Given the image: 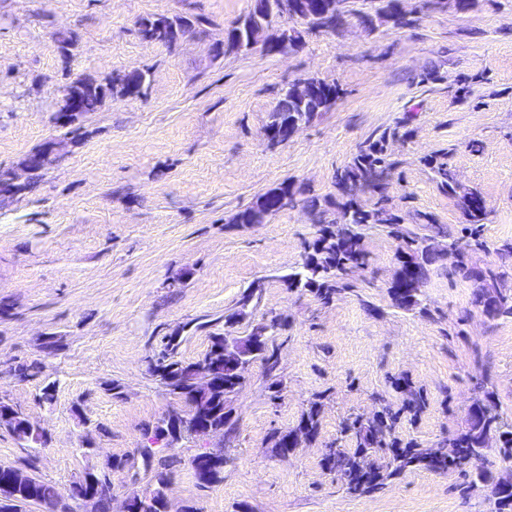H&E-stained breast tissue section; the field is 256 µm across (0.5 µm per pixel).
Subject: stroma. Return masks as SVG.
I'll return each instance as SVG.
<instances>
[{"instance_id":"1","label":"stroma","mask_w":512,"mask_h":512,"mask_svg":"<svg viewBox=\"0 0 512 512\" xmlns=\"http://www.w3.org/2000/svg\"><path fill=\"white\" fill-rule=\"evenodd\" d=\"M252 0H0V165L20 166L47 141L62 89L78 78L148 74L144 97L106 100L80 116L66 156L34 191L0 202V400L45 431L38 448L0 428V464L68 489L107 460L112 509L143 493V430L182 404L151 370L166 344L194 362L215 334L249 335L272 317L279 368L250 366L231 406L234 425L175 450L168 497L198 512H495L492 487L512 459L487 453L486 480L459 471L406 470L373 495H352L323 465L346 418L391 407L395 435L438 448L466 425L487 378L512 421V318L488 320L472 283L443 257L421 288L424 311L398 308L390 293L401 243L381 224L364 228L367 266L333 301L289 287L317 231L302 205L264 224L234 215L284 181L319 198L365 142L390 133L395 163L389 207L420 236L465 218L426 163L444 157L458 184L478 190L489 211L483 236L512 243V0H476L441 11L407 0L410 26L366 31V0H349L343 27L305 37L296 52L217 53L224 31ZM190 24L174 47L142 40L140 19ZM77 32L74 47L62 39ZM309 77L336 82L341 96L287 144L269 149L264 131L279 93ZM256 296L240 318L241 294ZM37 365L19 380L18 365ZM423 395L403 408L394 378ZM52 400H43L44 390ZM319 401L316 440L281 458L278 432L295 428ZM228 460L222 482L199 487L190 468L201 449Z\"/></svg>"}]
</instances>
